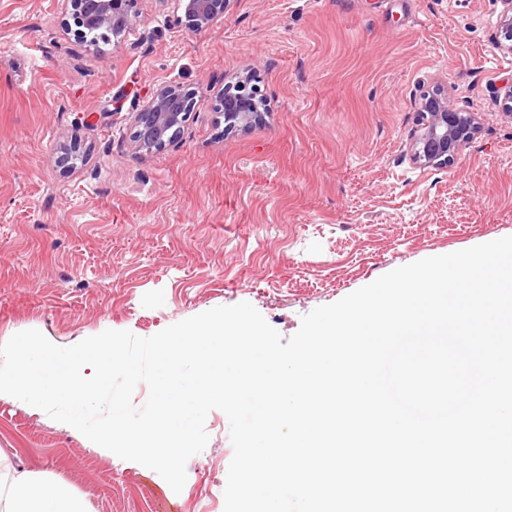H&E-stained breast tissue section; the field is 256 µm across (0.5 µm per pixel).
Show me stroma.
<instances>
[{
    "label": "stroma",
    "instance_id": "stroma-1",
    "mask_svg": "<svg viewBox=\"0 0 512 512\" xmlns=\"http://www.w3.org/2000/svg\"><path fill=\"white\" fill-rule=\"evenodd\" d=\"M503 0H230L188 28L137 0L118 42L66 27L68 0H0V339L72 345L104 325L150 337L251 303L282 337L395 268L512 236V83ZM257 81L268 112L226 128L220 96ZM197 105L163 149L134 140L159 90ZM472 112L448 168L416 163L424 95ZM173 492L47 416L0 397V468L70 484L90 512H204L223 495L229 422ZM154 488L149 499L142 486Z\"/></svg>",
    "mask_w": 512,
    "mask_h": 512
}]
</instances>
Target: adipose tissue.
<instances>
[{
	"instance_id": "1",
	"label": "adipose tissue",
	"mask_w": 512,
	"mask_h": 512,
	"mask_svg": "<svg viewBox=\"0 0 512 512\" xmlns=\"http://www.w3.org/2000/svg\"><path fill=\"white\" fill-rule=\"evenodd\" d=\"M44 484L40 472L13 471L1 476L0 512H89L85 500L68 483L57 481L50 494Z\"/></svg>"
}]
</instances>
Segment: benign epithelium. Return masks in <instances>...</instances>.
<instances>
[{
	"mask_svg": "<svg viewBox=\"0 0 512 512\" xmlns=\"http://www.w3.org/2000/svg\"><path fill=\"white\" fill-rule=\"evenodd\" d=\"M74 33L81 37L95 27L116 38L130 26L135 17L136 0H69ZM227 0H184V17L189 27L203 29L224 22ZM196 105L195 96L175 87L158 92L146 105L133 113L135 138L139 148L160 150L173 139V133L186 122ZM227 127L246 130L261 121L253 100L247 97L220 100ZM472 113L448 106V98L432 93L422 99L411 152L426 167L442 169L458 157L475 134Z\"/></svg>",
	"mask_w": 512,
	"mask_h": 512,
	"instance_id": "benign-epithelium-1",
	"label": "benign epithelium"
}]
</instances>
